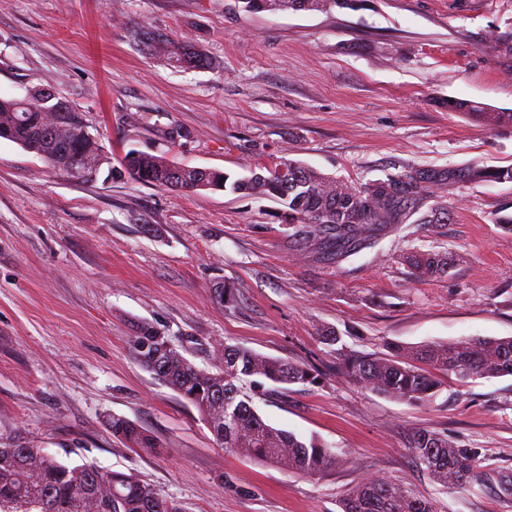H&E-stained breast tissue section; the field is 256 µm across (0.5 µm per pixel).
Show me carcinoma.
Segmentation results:
<instances>
[{"label":"carcinoma","mask_w":512,"mask_h":512,"mask_svg":"<svg viewBox=\"0 0 512 512\" xmlns=\"http://www.w3.org/2000/svg\"><path fill=\"white\" fill-rule=\"evenodd\" d=\"M250 11H321L341 0H240ZM133 38L146 54L179 68L205 69L209 59L188 40L154 30H136ZM0 139L40 157L57 173L82 180L84 167L104 160L103 148L87 130L81 111L43 86L22 97H0ZM120 164L135 180L161 189L186 192L230 190L245 197L282 203L285 218L300 225L299 240L315 242L338 259L374 244L387 229L416 224H446L435 190L448 184V171L430 169L371 180L359 186L283 159L249 169L230 179L220 170L177 166L166 157L129 151ZM463 177L471 182H512V167L471 165ZM419 278L448 273V255L415 252L403 257ZM133 358L204 417L216 440L231 451L307 477H321L336 462L332 445L304 440L262 420L251 406L243 381L257 385L313 384L315 370L251 349L224 345L215 352L216 371L190 363L173 340L143 324L130 341ZM337 370L359 386L411 403L431 401L442 377L462 383L483 377L512 375V336L462 338L418 346L394 344L388 352L332 350ZM112 435L134 448H154L156 441L138 424L114 417ZM409 447L418 463L442 488L478 483L500 498H512V472L481 468L476 452L448 437L415 431ZM340 512H436L432 500L384 479L366 480L338 502ZM0 512H185L159 496L149 484L122 472H102L91 465H69L44 448H32L13 437L0 442Z\"/></svg>","instance_id":"carcinoma-1"}]
</instances>
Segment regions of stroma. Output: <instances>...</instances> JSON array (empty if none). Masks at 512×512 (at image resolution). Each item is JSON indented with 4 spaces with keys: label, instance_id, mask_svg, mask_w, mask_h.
Instances as JSON below:
<instances>
[{
    "label": "stroma",
    "instance_id": "1",
    "mask_svg": "<svg viewBox=\"0 0 512 512\" xmlns=\"http://www.w3.org/2000/svg\"><path fill=\"white\" fill-rule=\"evenodd\" d=\"M196 42L209 69L142 52L134 29ZM43 84L77 105L104 148L75 181L0 140V434L66 463L152 485L185 512H337L361 480L384 478L438 512H512L484 486L442 489L409 446L419 429L512 469V376L445 378L424 404L364 389L333 368L318 331L374 353L462 337L512 336V183L457 178L444 224H404L341 261L294 250L280 204L133 179L131 150L224 171L281 159L363 184L415 169L512 165V128L449 100L512 112V0H348L326 11H244L239 0H0V95ZM412 251L452 256L415 277ZM232 290L221 303L218 288ZM150 324L196 367L237 345L320 372L313 386L254 399L274 427L331 444L308 478L221 446L198 410L132 357ZM158 448H129L108 421ZM108 426L114 437L134 448H156V441L138 424L126 418L112 417Z\"/></svg>",
    "mask_w": 512,
    "mask_h": 512
}]
</instances>
